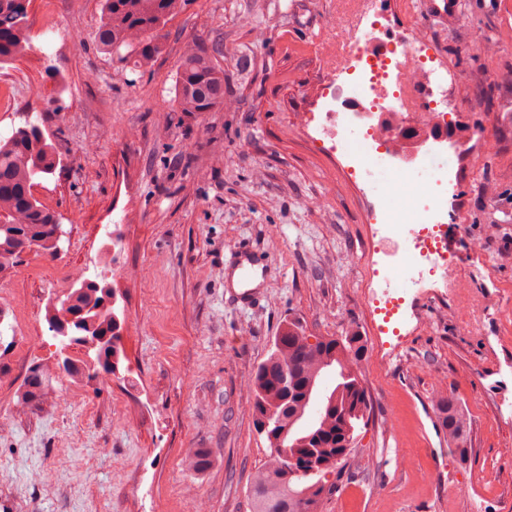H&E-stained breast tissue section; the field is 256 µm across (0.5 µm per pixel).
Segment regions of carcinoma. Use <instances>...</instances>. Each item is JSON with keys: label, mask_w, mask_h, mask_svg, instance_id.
<instances>
[{"label": "carcinoma", "mask_w": 512, "mask_h": 512, "mask_svg": "<svg viewBox=\"0 0 512 512\" xmlns=\"http://www.w3.org/2000/svg\"><path fill=\"white\" fill-rule=\"evenodd\" d=\"M30 0H0V65L26 51ZM189 0H102L103 17L96 32L100 50L133 70L149 71L163 53L161 30ZM221 43L196 42L183 46L175 75L177 112H216L224 108V68L217 63ZM61 158L42 127L30 120L0 136V277L16 267L31 248L54 256L59 250L58 214L41 204L32 189L54 174ZM111 286L106 275L83 288H70L54 303L48 328L55 331L64 311L84 312V336H105L94 361L101 370L117 367L125 319L108 305ZM367 349L364 336H311L289 323L267 358L246 381L253 391L251 407L256 432L266 437L270 453L251 480V512H320V504L336 491V474L354 453L336 447L347 428L367 422L370 403L357 364ZM21 399L37 401L53 376L81 374L70 356L32 369ZM441 424L456 459L468 461L469 418L458 400L440 395L435 400Z\"/></svg>", "instance_id": "carcinoma-1"}]
</instances>
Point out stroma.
I'll list each match as a JSON object with an SVG mask.
<instances>
[{
	"instance_id": "stroma-1",
	"label": "stroma",
	"mask_w": 512,
	"mask_h": 512,
	"mask_svg": "<svg viewBox=\"0 0 512 512\" xmlns=\"http://www.w3.org/2000/svg\"><path fill=\"white\" fill-rule=\"evenodd\" d=\"M344 2L191 0L143 75L98 50L101 0H57L75 43L52 50L33 0L32 49L0 68L19 93L0 134L42 114L63 159L35 189L65 232L53 263L69 274L103 265L126 329L116 375L86 402L56 379L21 407L30 369L56 352L53 294L36 276L46 259L25 256L0 280L26 324L0 348V512H250L269 448L245 382L290 321L367 339L359 367L372 412L321 512H512V12L466 0L453 19L420 16L458 76L448 118L470 133L448 196L452 287L443 302L414 291L395 338L379 334L367 303L368 197L301 123ZM217 35L223 110L174 111L182 42ZM478 38L491 48L475 55ZM244 247L264 269L248 307L230 283ZM441 391L471 419L467 464L434 409ZM190 448L204 467H186Z\"/></svg>"
}]
</instances>
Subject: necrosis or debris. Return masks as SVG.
Returning <instances> with one entry per match:
<instances>
[{
    "instance_id": "1",
    "label": "necrosis or debris",
    "mask_w": 512,
    "mask_h": 512,
    "mask_svg": "<svg viewBox=\"0 0 512 512\" xmlns=\"http://www.w3.org/2000/svg\"><path fill=\"white\" fill-rule=\"evenodd\" d=\"M376 7L375 0H353L352 9L334 20L332 33L341 50L328 63L329 92L304 129L313 141L339 152L341 166L353 177L365 174L370 157L379 158L384 168L400 175L412 167L435 168L432 179L413 185L405 209H397L396 195L388 192L378 196L367 216L386 274L405 288L453 259L444 217L448 190L456 185L459 168L453 156L447 166H435L433 151L425 147L434 129L447 123L448 115L438 109L443 93L428 100L414 95L440 79L439 70L427 65L424 29L412 26L400 34L397 44L374 50L363 35L382 28L369 18ZM340 125L353 128L356 138L337 137ZM407 128L415 130L414 139L402 137Z\"/></svg>"
}]
</instances>
